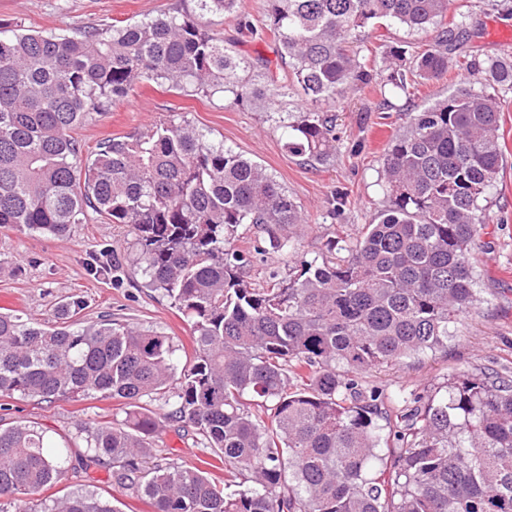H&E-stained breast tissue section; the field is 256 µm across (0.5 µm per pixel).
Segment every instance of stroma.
<instances>
[{
    "mask_svg": "<svg viewBox=\"0 0 512 512\" xmlns=\"http://www.w3.org/2000/svg\"><path fill=\"white\" fill-rule=\"evenodd\" d=\"M192 0H0V22L44 33H72L192 9ZM465 18L471 32L470 56H512V0H455L449 20ZM425 37L397 27L370 31L366 45L376 68H383L391 47L418 50ZM467 71L449 70L446 79L417 80L409 95L392 98L385 110L380 92L367 88L337 113L336 154L330 161L308 163L284 148L278 116L217 95L191 97L153 82L137 84L109 109L94 115L75 132L82 144L80 159L89 163L98 144L109 137L168 120H186L245 158L260 164L299 202L307 231L300 243L306 259L324 256L334 238L356 237L374 224L382 208L381 158L387 143L406 126L408 112L455 92ZM503 104L501 132L506 164L490 191L491 217L477 248L476 288L480 302L451 329L447 348L402 359L365 374V381L403 396L439 386L460 371L492 368L512 375V90H499ZM348 201L337 207V192ZM134 235L123 224L89 213L86 223L72 227L69 238L25 234L0 227V311H15L32 323H43L60 300L78 295L85 320L109 314L137 326L155 327L173 336L179 358L192 356L191 331L166 298L144 288L141 271L132 264ZM118 402L97 395L37 403L14 396L0 409V425L35 421L48 426L56 443L73 453L85 450L78 435L82 422L123 419ZM165 454L187 464L211 461L210 449L196 444L176 425L162 437ZM112 465L103 462L90 474L77 473L42 491L47 500L69 492L108 495L118 512H153L149 502L113 485Z\"/></svg>",
    "mask_w": 512,
    "mask_h": 512,
    "instance_id": "1",
    "label": "stroma"
}]
</instances>
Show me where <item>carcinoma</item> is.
Listing matches in <instances>:
<instances>
[{"label": "carcinoma", "instance_id": "carcinoma-1", "mask_svg": "<svg viewBox=\"0 0 512 512\" xmlns=\"http://www.w3.org/2000/svg\"><path fill=\"white\" fill-rule=\"evenodd\" d=\"M194 2L74 35L0 23V227L66 238L90 208L132 228L145 287L170 300L196 345L181 366L174 337L110 315L83 322L77 295L43 324L0 312L1 399L99 394L125 413L80 425L87 451L74 460L37 422L0 427V512H118L90 492L38 497L103 459L112 484L154 512H512V376L461 372L396 418L399 397L363 380L445 346L479 302L473 248L503 167L502 104L488 88L512 89V60L468 62L480 87L436 99L389 143L378 222L303 260L300 205L190 122L107 139L83 171L73 132L146 80L263 112L297 88L305 104L279 117L284 147L325 162L351 93L407 94L418 78L447 77L466 24L445 25L453 0H265L259 24L242 0ZM217 15L243 38L270 33L277 62L225 48L203 26ZM385 23L432 37L430 48L393 49L398 64L372 68L361 43ZM245 224L261 236L243 253ZM264 241L297 270L247 280ZM166 420L203 437L224 481L158 456Z\"/></svg>", "mask_w": 512, "mask_h": 512}]
</instances>
